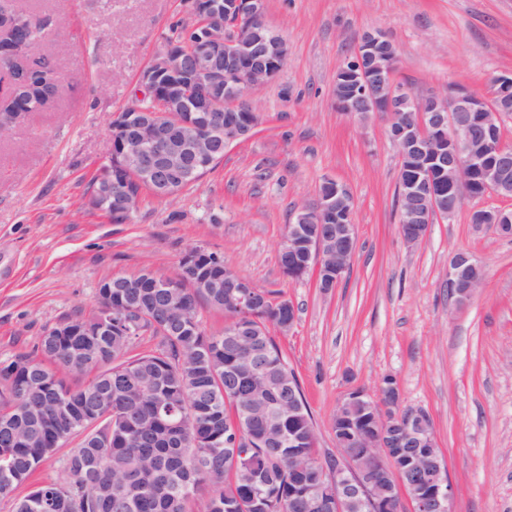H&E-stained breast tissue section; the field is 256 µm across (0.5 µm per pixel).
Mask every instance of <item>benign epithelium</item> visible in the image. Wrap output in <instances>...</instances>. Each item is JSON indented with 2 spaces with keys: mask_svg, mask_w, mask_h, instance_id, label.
Here are the masks:
<instances>
[{
  "mask_svg": "<svg viewBox=\"0 0 512 512\" xmlns=\"http://www.w3.org/2000/svg\"><path fill=\"white\" fill-rule=\"evenodd\" d=\"M197 19L196 42L204 52L187 64L181 45L166 43L140 74L137 93L160 101V112H210L202 126L192 121L182 129L146 114L132 119L116 115L109 137L108 155L120 152L123 170L159 194L190 175L205 159L224 154L233 143L250 137L258 127L244 87L265 84L280 72L285 61L283 38L264 18V0H193ZM392 42L379 32H368L354 57L341 72L351 84L345 102L351 111L381 110L388 117V138L399 160L407 154L415 165L400 180L398 211L404 241L420 243L428 227L452 215L466 198L479 200L491 194L512 198V144L503 136V120L512 113V73L495 76L488 93L459 90L453 95L431 92L418 96L398 83ZM448 180V194L441 183ZM480 180L484 191L470 195L472 181ZM328 190L295 212L288 225V238L279 253L302 256L301 266H289L291 275L318 273V287L329 293L348 270L357 244L353 224L354 202L348 186L328 179ZM475 223L488 224L499 234L512 235V209L475 207ZM336 225V240L313 228ZM484 282L483 267L465 251L456 253L448 267V288L458 302L471 298ZM238 289V308L253 307L255 285L228 276L222 284ZM48 336L112 335V304L100 305L95 314L78 326L58 323L47 328ZM351 392L372 408L377 426L354 447L357 455L336 446V467L323 468L326 486L314 490L309 512H322L325 496L333 493L336 512L362 506L367 512H452L453 488L447 466L441 459L428 412L401 405L397 387H379L369 392L361 387ZM428 446L434 455L418 457L413 466L423 474L422 484L407 486L401 476L394 481L393 498H385L387 471L376 465L386 461L387 449Z\"/></svg>",
  "mask_w": 512,
  "mask_h": 512,
  "instance_id": "1",
  "label": "benign epithelium"
}]
</instances>
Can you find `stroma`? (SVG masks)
<instances>
[{
    "mask_svg": "<svg viewBox=\"0 0 512 512\" xmlns=\"http://www.w3.org/2000/svg\"><path fill=\"white\" fill-rule=\"evenodd\" d=\"M49 18V55L62 89L43 112L0 136V360L35 353L44 328L93 315L99 284L148 267L174 274L199 246L274 299L296 321L275 341L296 373L318 457L336 454L333 418L354 387L393 378L403 404L431 416L454 489L452 512H512V237L470 222L473 200L407 246L397 211L399 162L387 123L341 112L336 73L378 30L398 52L396 79L415 93L483 94L512 72V0H265L288 44L279 75L250 95L255 133L180 191L143 192L122 224L88 204L108 162L112 121L170 27L192 0H15ZM346 183L357 226L354 258L331 293L292 280L278 248L292 215L324 179ZM460 251L485 281L463 305L448 296Z\"/></svg>",
    "mask_w": 512,
    "mask_h": 512,
    "instance_id": "1",
    "label": "stroma"
}]
</instances>
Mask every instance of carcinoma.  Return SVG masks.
I'll return each mask as SVG.
<instances>
[{"label": "carcinoma", "instance_id": "1", "mask_svg": "<svg viewBox=\"0 0 512 512\" xmlns=\"http://www.w3.org/2000/svg\"><path fill=\"white\" fill-rule=\"evenodd\" d=\"M0 0V49L16 90L0 103V116L40 112L59 93L58 70L48 61L27 64L24 54L43 41L47 22L14 13ZM126 181L139 197L146 187L120 168L103 166L90 194L110 180ZM224 258L202 250L183 254L175 297L146 287V275L132 274L131 288L112 289V335L39 337L43 360L17 354L0 361V434L22 430L35 416L67 413L43 431L10 447L0 446V499L12 512H194L196 493L208 489L202 512H304L322 472L299 470L314 455L313 421L301 385L281 354L270 327L288 321L286 299L260 289L256 306L241 315L226 288H202L206 277H224ZM144 313L140 334L157 339L155 349L135 355L138 335L126 333L117 313L129 300ZM207 306L227 313L231 324L218 335L193 322L183 310ZM245 322L258 332L255 359L245 357L231 336ZM55 362L68 372L96 371L87 384L69 387L44 366ZM292 401L301 411L283 409L276 423L266 407ZM335 428L345 442L374 427L369 408L356 400L342 406ZM69 447L62 474L15 490L60 449Z\"/></svg>", "mask_w": 512, "mask_h": 512}]
</instances>
